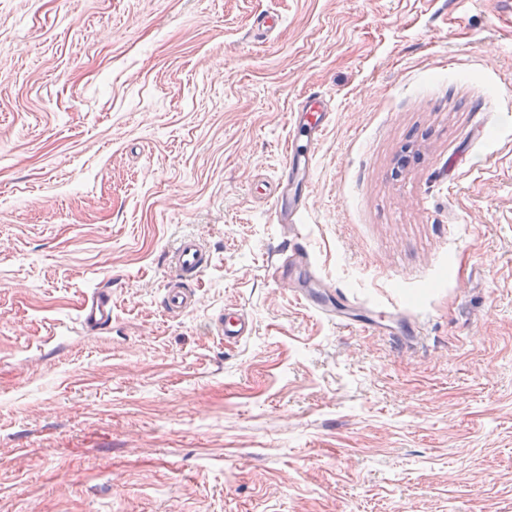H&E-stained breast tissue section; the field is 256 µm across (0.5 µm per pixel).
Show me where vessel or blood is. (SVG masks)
I'll return each mask as SVG.
<instances>
[{"label":"vessel or blood","instance_id":"obj_1","mask_svg":"<svg viewBox=\"0 0 512 512\" xmlns=\"http://www.w3.org/2000/svg\"><path fill=\"white\" fill-rule=\"evenodd\" d=\"M332 118L330 105L322 95L310 94L302 98L290 114V134L286 159L279 171L273 194L274 218L280 224H296L305 205L304 199L289 200L286 188L295 178L311 179V161L319 146L321 135ZM209 255L202 242L193 236L179 240L171 264L173 276L166 285L162 305L164 310L178 316L194 303L191 283L197 281L208 266ZM112 321V295L99 290L85 297L80 306L79 322L89 331H97ZM212 334L235 343L250 335L252 321L242 310L225 308L212 320Z\"/></svg>","mask_w":512,"mask_h":512}]
</instances>
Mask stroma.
<instances>
[{
    "mask_svg": "<svg viewBox=\"0 0 512 512\" xmlns=\"http://www.w3.org/2000/svg\"><path fill=\"white\" fill-rule=\"evenodd\" d=\"M313 92L348 328L270 270ZM0 512H512V0H0ZM332 114L329 102L321 94L305 96L290 114L286 159L279 171L272 196L273 214L278 224H290L289 228L297 230V216L306 198L289 202L286 188L300 174L306 186L311 183V161ZM209 255L202 242L193 236L181 238L171 257L173 276L166 285L162 305L164 310L178 316L194 303L190 284L197 281L208 267ZM79 322L82 327L96 332L112 322V295L99 290L86 296L80 306ZM251 331V319L236 307L224 308V312L213 319L210 325L212 334L229 343H236L245 336H250Z\"/></svg>",
    "mask_w": 512,
    "mask_h": 512,
    "instance_id": "stroma-1",
    "label": "stroma"
}]
</instances>
